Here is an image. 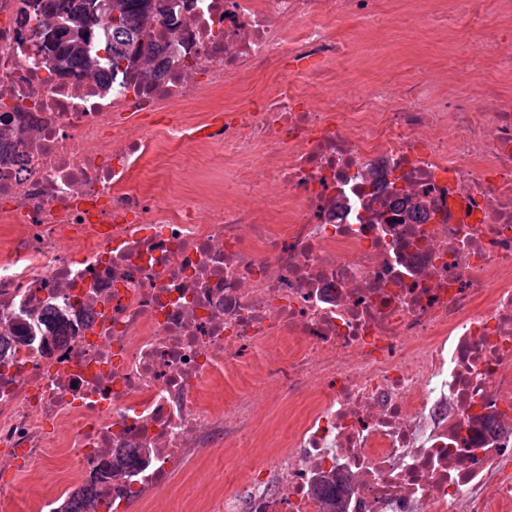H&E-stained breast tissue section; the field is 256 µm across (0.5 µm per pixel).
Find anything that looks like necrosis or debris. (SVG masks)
<instances>
[{"mask_svg":"<svg viewBox=\"0 0 512 512\" xmlns=\"http://www.w3.org/2000/svg\"><path fill=\"white\" fill-rule=\"evenodd\" d=\"M378 5L163 0L154 49L114 69L60 67V14L0 0V334L27 337L0 360L1 462L132 512L236 447L262 410L219 396L262 384L288 437L207 512H512V93L492 54L477 91L395 107L384 80L337 111L336 24ZM163 144L234 169L206 221L145 170ZM66 493L1 488L0 512ZM35 473L42 488L54 486L61 478L59 467L36 464L29 461L24 455L19 454L15 458L14 464L8 471L0 475V482H18L26 475Z\"/></svg>","mask_w":512,"mask_h":512,"instance_id":"4bbe7bcc","label":"necrosis or debris"}]
</instances>
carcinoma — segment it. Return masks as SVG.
<instances>
[{"instance_id": "obj_1", "label": "carcinoma", "mask_w": 512, "mask_h": 512, "mask_svg": "<svg viewBox=\"0 0 512 512\" xmlns=\"http://www.w3.org/2000/svg\"><path fill=\"white\" fill-rule=\"evenodd\" d=\"M65 16L52 35L59 59L72 65L84 60L83 45L95 39L114 68L153 49V36L142 21L156 9L157 0H48ZM91 489L73 490L72 508L66 512H97Z\"/></svg>"}]
</instances>
